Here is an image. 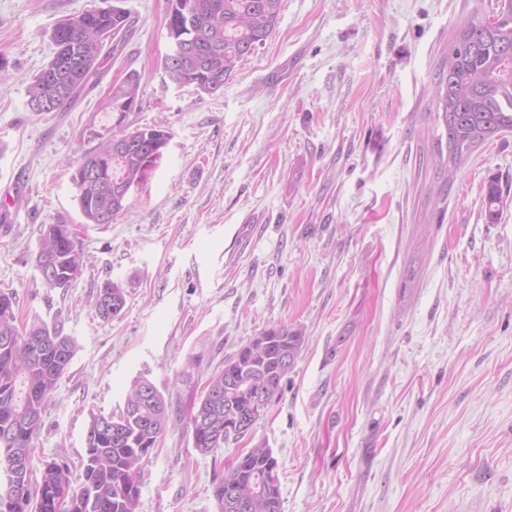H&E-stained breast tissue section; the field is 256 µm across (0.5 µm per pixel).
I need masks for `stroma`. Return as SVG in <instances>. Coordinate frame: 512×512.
<instances>
[{"instance_id":"stroma-1","label":"stroma","mask_w":512,"mask_h":512,"mask_svg":"<svg viewBox=\"0 0 512 512\" xmlns=\"http://www.w3.org/2000/svg\"><path fill=\"white\" fill-rule=\"evenodd\" d=\"M95 0H0V288L77 352L35 441L79 464L91 413L135 380L170 404L137 512H218L214 480L241 450L279 462L282 512H512V133L440 189L429 165L434 84L459 22L489 0H283L275 33L219 95L174 86L168 0H114L133 21L100 84L34 112L29 80L54 26ZM141 75L127 126L171 137L128 209L85 223L70 176L113 83ZM506 201L488 222L484 188ZM72 225L86 268L48 288L40 227ZM122 316L93 308L106 281ZM303 343L250 434L211 454L187 417L208 378L272 326ZM126 305L125 289L119 282L107 281L99 289L94 302L96 315L109 321L119 317ZM111 306L112 311L108 310Z\"/></svg>"}]
</instances>
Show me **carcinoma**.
Listing matches in <instances>:
<instances>
[{
  "label": "carcinoma",
  "instance_id": "carcinoma-1",
  "mask_svg": "<svg viewBox=\"0 0 512 512\" xmlns=\"http://www.w3.org/2000/svg\"><path fill=\"white\" fill-rule=\"evenodd\" d=\"M282 0H169L168 37L181 50L170 49L161 61L168 78L198 94L216 96L237 64L264 44L278 24ZM498 21L491 26L472 17L456 31L448 58L437 73L434 88L436 131L432 133L434 169L440 187L448 186L458 166L487 140L512 133V0L498 2ZM133 27L128 12L108 0L91 6L52 30L57 51L27 87L28 103L50 100L61 111L87 87L98 82L102 69ZM140 74L129 72L112 85L101 108L115 119L119 131L95 133L90 120L83 139L94 146L73 165L71 180L76 201L88 224H111L127 208L131 192L146 178L147 158L162 155L170 132L162 123L120 130L128 113L140 108ZM503 190L496 178L488 181L482 204L489 222H496L503 206ZM48 288H65L82 276L85 256L69 224H46L36 256ZM126 305L125 289L107 281L94 302L96 315L109 321ZM16 294L0 290V467L8 453L24 457V473L16 494L21 510L0 499V512H136L141 466L157 448L170 422L164 395L141 379L116 412L91 413L85 457L79 475L56 461L45 464L41 483L51 491L53 510L31 490L34 441L42 415L58 382L76 354L74 339L44 322L21 324ZM265 348L251 344L227 358L224 368L209 377L208 392L199 396L187 419L193 447L200 452L224 447L215 428L224 418L245 413L251 392L264 389L269 402L279 399L284 358L296 357L303 336L286 326L264 329ZM278 460L268 448H251L216 478L213 496L219 512H281L279 480L261 484ZM233 499H226L227 489ZM250 504L246 510L238 505Z\"/></svg>",
  "mask_w": 512,
  "mask_h": 512
}]
</instances>
